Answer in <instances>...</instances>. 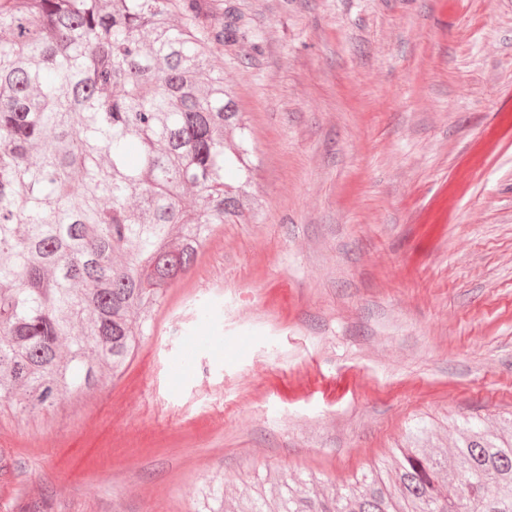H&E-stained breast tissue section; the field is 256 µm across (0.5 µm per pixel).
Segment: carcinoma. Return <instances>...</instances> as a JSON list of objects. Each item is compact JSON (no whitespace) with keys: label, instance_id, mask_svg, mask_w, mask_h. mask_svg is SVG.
<instances>
[{"label":"carcinoma","instance_id":"cac0c4a2","mask_svg":"<svg viewBox=\"0 0 512 512\" xmlns=\"http://www.w3.org/2000/svg\"><path fill=\"white\" fill-rule=\"evenodd\" d=\"M199 0H0V400L37 417L124 373L152 312L220 224L254 203L249 135ZM198 204L186 210L185 192ZM426 431L332 494L256 492L238 512H512V429Z\"/></svg>","mask_w":512,"mask_h":512}]
</instances>
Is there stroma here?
<instances>
[{"instance_id": "stroma-1", "label": "stroma", "mask_w": 512, "mask_h": 512, "mask_svg": "<svg viewBox=\"0 0 512 512\" xmlns=\"http://www.w3.org/2000/svg\"><path fill=\"white\" fill-rule=\"evenodd\" d=\"M251 137L219 225L85 425L0 406V512H209L512 421V0H202ZM131 445L101 464L110 439Z\"/></svg>"}]
</instances>
